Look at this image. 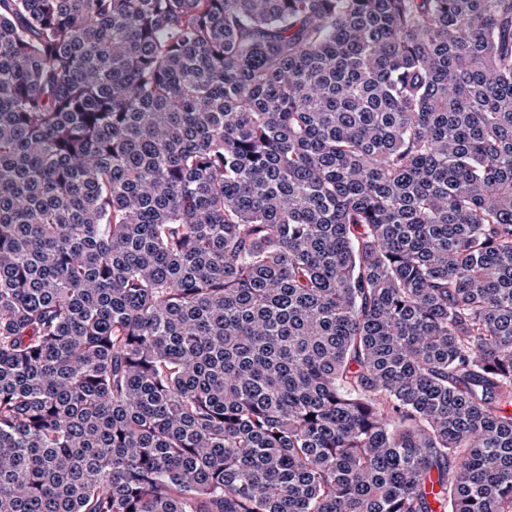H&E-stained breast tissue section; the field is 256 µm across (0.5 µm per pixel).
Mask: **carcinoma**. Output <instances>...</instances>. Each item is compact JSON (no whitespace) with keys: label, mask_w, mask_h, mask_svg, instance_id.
<instances>
[{"label":"carcinoma","mask_w":512,"mask_h":512,"mask_svg":"<svg viewBox=\"0 0 512 512\" xmlns=\"http://www.w3.org/2000/svg\"><path fill=\"white\" fill-rule=\"evenodd\" d=\"M0 512H512V0H0Z\"/></svg>","instance_id":"obj_1"}]
</instances>
